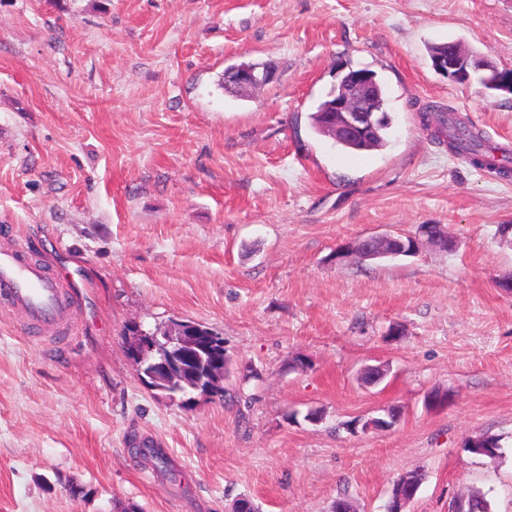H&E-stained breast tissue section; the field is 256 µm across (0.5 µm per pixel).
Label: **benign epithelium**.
<instances>
[{
    "instance_id": "benign-epithelium-1",
    "label": "benign epithelium",
    "mask_w": 512,
    "mask_h": 512,
    "mask_svg": "<svg viewBox=\"0 0 512 512\" xmlns=\"http://www.w3.org/2000/svg\"><path fill=\"white\" fill-rule=\"evenodd\" d=\"M432 66L438 72L465 84L471 81V73L476 71L482 75L486 85L512 93L511 68L500 69L484 58L471 56L459 45L436 56ZM224 77L239 87L255 88L270 82L274 74L267 67L241 64L226 69ZM382 111L384 106L373 78L363 69L347 76L327 108L329 125L338 138L367 136L374 128L376 115ZM408 239L409 245L406 246L398 234L364 237L356 244H345L340 258L407 255L419 249L423 241L445 251L452 246L448 234L432 235L425 227L420 228V235H410ZM126 349L134 364L146 366V374L155 385L177 388L205 371L211 376V389L223 386L224 339L221 336H201L191 329L180 327L159 337L137 329L129 333ZM418 491L419 484L413 477L407 475L399 478L391 493L389 512H405V506Z\"/></svg>"
}]
</instances>
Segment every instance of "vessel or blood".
I'll use <instances>...</instances> for the list:
<instances>
[{"mask_svg":"<svg viewBox=\"0 0 512 512\" xmlns=\"http://www.w3.org/2000/svg\"><path fill=\"white\" fill-rule=\"evenodd\" d=\"M75 288L74 281L33 260L26 240L0 243V305L20 312L28 326L69 330L76 311Z\"/></svg>","mask_w":512,"mask_h":512,"instance_id":"1","label":"vessel or blood"}]
</instances>
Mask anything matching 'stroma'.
<instances>
[{
    "label": "stroma",
    "mask_w": 512,
    "mask_h": 512,
    "mask_svg": "<svg viewBox=\"0 0 512 512\" xmlns=\"http://www.w3.org/2000/svg\"><path fill=\"white\" fill-rule=\"evenodd\" d=\"M448 41L512 67V0H0V241L84 286L70 336L0 308V512H385L414 470L407 512L470 494L512 512V177L419 119L439 105L512 149V94L435 71ZM243 62L274 80L225 85ZM351 67L387 89L382 149L311 125ZM424 224L454 248L335 258ZM175 320L223 337L225 397L140 382L123 331ZM482 434L500 457L468 451Z\"/></svg>",
    "instance_id": "stroma-1"
}]
</instances>
